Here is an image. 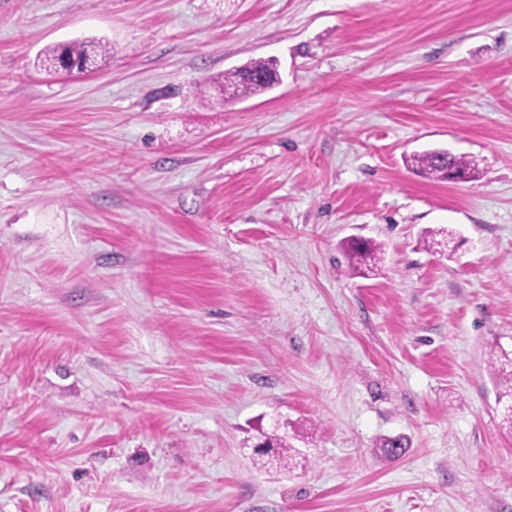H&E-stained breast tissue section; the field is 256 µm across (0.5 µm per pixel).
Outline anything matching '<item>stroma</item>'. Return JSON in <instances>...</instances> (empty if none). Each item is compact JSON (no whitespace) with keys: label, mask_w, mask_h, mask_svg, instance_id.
<instances>
[{"label":"stroma","mask_w":512,"mask_h":512,"mask_svg":"<svg viewBox=\"0 0 512 512\" xmlns=\"http://www.w3.org/2000/svg\"><path fill=\"white\" fill-rule=\"evenodd\" d=\"M501 348L512 0H0V512H512ZM108 53V48L101 42L74 41L47 48L43 53V62L46 61L51 66L55 61H58L62 64L67 63L72 67L76 66L78 69H84L86 63L92 65L97 61L104 62ZM242 67L246 70L227 71L224 75L207 82L220 85L225 98L230 101L261 94L273 88L280 79L275 61L272 59H255ZM447 150H433L419 153L413 156L412 160L419 171L429 178L440 182H446L448 169L460 172H469V178L474 172L472 162L466 158H449ZM346 257L353 269L368 266L367 262L376 264L381 260L382 246L374 241L365 239H350L345 244Z\"/></svg>","instance_id":"stroma-1"}]
</instances>
